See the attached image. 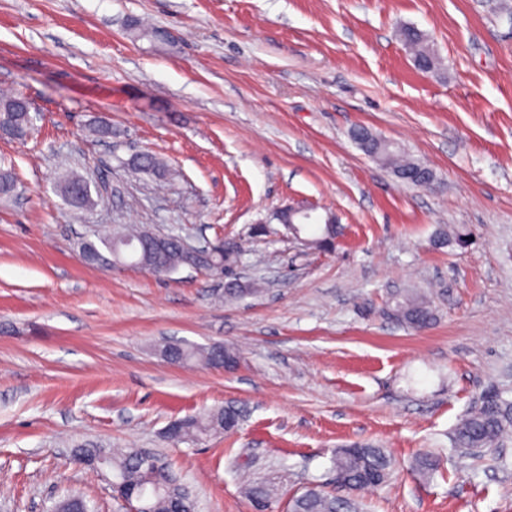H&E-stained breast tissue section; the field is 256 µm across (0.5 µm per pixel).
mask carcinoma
<instances>
[{"label": "carcinoma", "mask_w": 512, "mask_h": 512, "mask_svg": "<svg viewBox=\"0 0 512 512\" xmlns=\"http://www.w3.org/2000/svg\"><path fill=\"white\" fill-rule=\"evenodd\" d=\"M129 31L136 40L146 39L152 44L163 42L164 31L156 27H144L136 22ZM404 41L414 50V60L437 58L424 45L421 34L413 27L402 30ZM22 96L11 93L0 95V124L16 127L21 132L28 129V114L14 107ZM359 143L376 157L388 164L394 175L402 176V182L412 183L409 175L419 163L403 160L391 149V144L380 140L362 127L354 129ZM136 170L154 174L160 161L150 153L137 156L133 161ZM80 188L82 209L92 202L90 182L81 176H72L60 185L65 196L74 186ZM339 226L326 224L320 235L309 239L313 248L328 249L338 234ZM441 245L464 247L470 241L468 233L457 230L436 234ZM80 258L88 265H112L113 259L138 266L159 277L168 276L182 266H195L211 274H218L240 259L241 250L234 243L224 244L220 250L201 251L188 255L175 235L165 240L156 238V232L147 228H132L120 235L93 233L82 239ZM386 315L414 331L423 329L435 319L431 301L417 293H409L394 300ZM164 360L178 365L202 361L212 366L232 367L237 364L240 352L232 345L199 349L178 343H166L159 349ZM240 410L233 405L190 415L178 420V427L164 435L172 444L200 442L221 433L233 432L239 422ZM512 439V400L501 393L486 395L480 406L467 413L456 425L451 442L455 448H501ZM76 458L87 463L93 470H109L123 484L125 493L140 501L142 512H196L197 503L191 492L174 477L169 468L155 469L140 460L136 450L114 453L97 444H81L74 449ZM336 482L346 490L342 496L325 490L318 484L307 486L304 491L289 499L287 512H362L355 492L370 487L372 480L384 484L391 476V459L386 452L373 446L342 448L334 458ZM245 497L255 509L271 507L275 489L265 482H249L244 486Z\"/></svg>", "instance_id": "obj_1"}]
</instances>
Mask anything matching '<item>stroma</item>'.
<instances>
[{
    "label": "stroma",
    "mask_w": 512,
    "mask_h": 512,
    "mask_svg": "<svg viewBox=\"0 0 512 512\" xmlns=\"http://www.w3.org/2000/svg\"><path fill=\"white\" fill-rule=\"evenodd\" d=\"M169 42L134 40L131 20ZM439 60L416 69L403 27ZM0 88L39 118L0 140L20 185L0 197V512H52L70 495L127 512L75 446L162 456L198 512H273L311 482L336 488L337 449L393 459L363 512H512V443L461 450L451 434L490 392L512 398V0H0ZM111 127L108 137L94 127ZM362 126L436 174L401 183L351 140ZM149 152L171 186L133 172ZM92 178L72 220L59 184ZM344 227L319 251L255 237L288 204ZM139 224L195 246L231 237L263 294L215 301L224 280L85 264L91 231ZM464 228L467 249L437 247ZM415 289L436 319L386 316ZM238 345L230 370L163 362L162 341ZM228 403L237 429L168 445L173 420ZM439 457L425 478L418 454ZM245 497L254 509L270 508L275 496V489L265 482H249L244 486Z\"/></svg>",
    "instance_id": "obj_1"
}]
</instances>
